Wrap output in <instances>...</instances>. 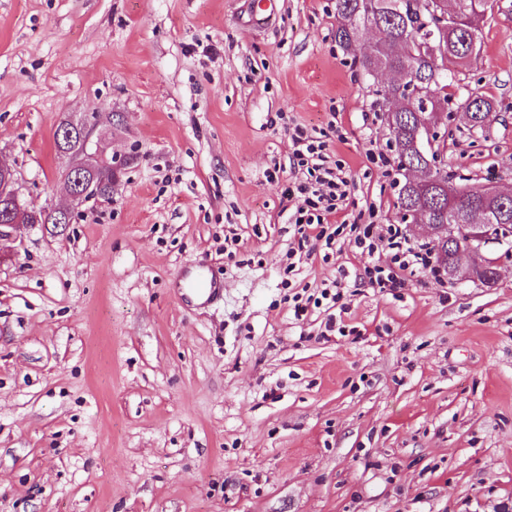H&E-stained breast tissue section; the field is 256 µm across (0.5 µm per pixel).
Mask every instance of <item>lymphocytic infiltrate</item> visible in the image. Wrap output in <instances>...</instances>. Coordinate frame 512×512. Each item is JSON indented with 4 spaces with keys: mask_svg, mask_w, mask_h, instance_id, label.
<instances>
[{
    "mask_svg": "<svg viewBox=\"0 0 512 512\" xmlns=\"http://www.w3.org/2000/svg\"><path fill=\"white\" fill-rule=\"evenodd\" d=\"M289 137L293 163L303 175L289 182L285 189L287 198L298 202L292 219L300 235L297 248L288 252V272H295L298 264L315 259L317 250L339 253L349 247L369 260L359 276L361 285L380 293L407 287L409 274L415 272L440 277L441 270L429 244L412 240L399 224L379 229L374 222L375 204L348 212L353 184L340 167L327 163L331 142L328 133L297 125ZM384 251L390 252V262L379 261V254ZM343 288L338 279L324 285L312 304H294L295 318L304 319L310 306L324 305L333 311L325 323L326 331L351 335V328L339 314L344 307Z\"/></svg>",
    "mask_w": 512,
    "mask_h": 512,
    "instance_id": "obj_1",
    "label": "lymphocytic infiltrate"
}]
</instances>
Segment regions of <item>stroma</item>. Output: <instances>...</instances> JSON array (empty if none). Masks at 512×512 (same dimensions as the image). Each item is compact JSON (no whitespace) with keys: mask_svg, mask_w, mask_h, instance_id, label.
<instances>
[{"mask_svg":"<svg viewBox=\"0 0 512 512\" xmlns=\"http://www.w3.org/2000/svg\"><path fill=\"white\" fill-rule=\"evenodd\" d=\"M0 0V161L56 232L0 237V512H512V237L497 283L412 276L379 293L351 248L287 276L298 235L289 124L337 121L357 205L402 222L373 80L334 39V0ZM448 94L442 166L512 190V0ZM96 112L112 197L72 201L54 133ZM236 236L234 255L225 236ZM224 287L198 309L178 275ZM344 320L295 319L340 275Z\"/></svg>","mask_w":512,"mask_h":512,"instance_id":"1","label":"stroma"}]
</instances>
